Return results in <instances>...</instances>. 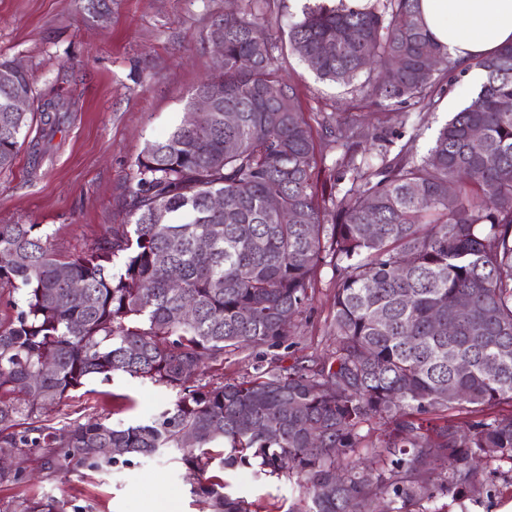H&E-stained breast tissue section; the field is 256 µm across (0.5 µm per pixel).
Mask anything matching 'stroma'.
I'll use <instances>...</instances> for the list:
<instances>
[{
    "instance_id": "35a3bbf8",
    "label": "stroma",
    "mask_w": 512,
    "mask_h": 512,
    "mask_svg": "<svg viewBox=\"0 0 512 512\" xmlns=\"http://www.w3.org/2000/svg\"><path fill=\"white\" fill-rule=\"evenodd\" d=\"M97 13L87 0H0V60L24 66L34 77L35 106L66 99L55 131L42 137L34 120L14 165L0 171V224H38L55 247L69 255L86 251L124 223L127 188L145 147L180 125L200 82L214 70L217 56L209 39L215 20L232 9L231 0H107ZM336 0H268L274 26L278 73L296 84L309 115L350 111L359 106L385 134L415 136L426 154L439 130L476 96L480 85L469 73L453 72L432 108L413 113L408 125L396 114L364 100V77L351 84L319 79L288 48V28L308 9L335 6ZM335 280L323 269L301 325L286 346L264 354L247 349L210 362L201 385L240 381L259 358L288 366L320 358L331 349L329 326ZM86 394L48 413L51 426L83 423L91 417L125 426L147 419L174 400L165 387L125 375L92 379ZM25 479L0 486V512H15L22 498L51 494L72 500L82 512H202L193 493L196 474L186 471L173 450L133 458L106 470L71 467L45 478L35 455L24 456ZM162 478L174 499L163 504L149 487ZM224 481L254 512H288L299 505L298 478L256 473L251 467L226 469Z\"/></svg>"
}]
</instances>
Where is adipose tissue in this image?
<instances>
[{"label":"adipose tissue","instance_id":"ef3b65f1","mask_svg":"<svg viewBox=\"0 0 512 512\" xmlns=\"http://www.w3.org/2000/svg\"><path fill=\"white\" fill-rule=\"evenodd\" d=\"M418 10L451 59L485 57L512 44V0H418Z\"/></svg>","mask_w":512,"mask_h":512}]
</instances>
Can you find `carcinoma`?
Wrapping results in <instances>:
<instances>
[{"mask_svg": "<svg viewBox=\"0 0 512 512\" xmlns=\"http://www.w3.org/2000/svg\"><path fill=\"white\" fill-rule=\"evenodd\" d=\"M258 2L212 25L224 56L195 96L211 97L215 111L204 126L187 113L138 156L128 223L78 255L56 251L38 224H0V290L23 298L0 315V460L34 450L50 478L174 449L203 476L194 493L210 512H252L221 472L253 465L302 476V512H377L381 500L390 512H439L428 507L439 497L469 512L500 475L494 464L512 462V413L494 411L512 406V45L463 67L484 80L425 155L413 136L374 166L366 154L383 137L361 113L321 116L315 140L298 87L278 75ZM288 44L324 80L369 71L366 97L389 106L431 102L460 67L421 24L416 0L312 9L289 27ZM20 95L33 98L31 76L0 61V170L30 128V113L11 111ZM213 196L224 208L209 205ZM325 268L336 282L329 356L194 384L212 360L284 345ZM115 374L176 400L127 426L44 424L88 381ZM360 447L368 460L349 461ZM16 512L79 507L32 497Z\"/></svg>", "mask_w": 512, "mask_h": 512, "instance_id": "carcinoma-1", "label": "carcinoma"}]
</instances>
